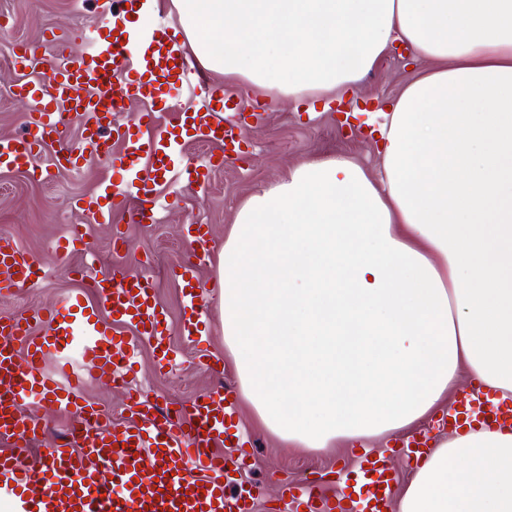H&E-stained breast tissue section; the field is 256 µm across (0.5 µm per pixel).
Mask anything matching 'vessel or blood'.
<instances>
[{
	"label": "vessel or blood",
	"instance_id": "1",
	"mask_svg": "<svg viewBox=\"0 0 512 512\" xmlns=\"http://www.w3.org/2000/svg\"><path fill=\"white\" fill-rule=\"evenodd\" d=\"M113 4L91 48L73 50L54 33L52 63L36 48L16 49L13 66L23 78L12 95L30 113L22 133L0 138V168L45 178L51 170L77 172L88 158H102L119 172V180L103 181L96 192L76 200V209L92 224H111L116 209L126 212L129 223L151 224L157 192L174 174L203 192L219 164L212 156L179 158L186 141L221 144L228 157L238 152L237 126L224 117L235 99L217 87L208 92L205 108H175L158 120L155 104L188 88L185 36L169 26L142 30L144 0ZM43 64L50 67L48 80L26 79V72ZM125 111L130 119L117 121V113ZM73 124L80 129L79 142L59 146L61 132ZM186 242L193 255L173 276L186 310L179 332L195 343L209 321L205 296L211 287L200 280L214 249L209 225L190 224ZM89 250L77 224L66 226L55 243L61 260ZM75 273L84 286L60 303L0 319V499L8 500L11 512H254L262 489L238 478L247 449L231 457L222 451L237 439L231 387L208 389L178 408L131 389L126 422L114 421L105 407L83 398L90 375L128 385L137 373L141 342L151 345L164 366L173 348L167 313L149 276L125 267L91 276L79 267ZM43 276L14 240L0 238V294L12 296ZM51 356L57 361L52 375L44 368ZM493 398L489 391L463 396L447 415L456 426L476 421L489 429L512 427V406L494 404ZM32 400L74 419L67 437L43 458L32 446L45 427L21 413ZM360 468L372 479L364 512H392L398 472L391 454L363 452ZM331 480L347 485L339 500L323 493L326 480L320 477L286 487L278 512H354L350 489L356 478L337 471Z\"/></svg>",
	"mask_w": 512,
	"mask_h": 512
}]
</instances>
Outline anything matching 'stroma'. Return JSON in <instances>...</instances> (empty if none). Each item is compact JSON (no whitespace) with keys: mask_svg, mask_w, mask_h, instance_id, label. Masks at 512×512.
Listing matches in <instances>:
<instances>
[{"mask_svg":"<svg viewBox=\"0 0 512 512\" xmlns=\"http://www.w3.org/2000/svg\"><path fill=\"white\" fill-rule=\"evenodd\" d=\"M7 26L0 27V136L20 134L28 112L17 103L11 88L17 78L8 62L11 45L26 41L41 46L44 58H51L54 48L45 44V31L56 30L68 35L72 49L83 48L89 33L106 20L100 0H0V16ZM414 51L406 46L394 47L387 58L364 79L360 90L344 94L340 101H328L317 115L256 88L239 87L244 109L261 105L257 124L241 129V150L212 174L207 194L198 195L184 183L163 186L153 224H126L122 212H115L112 224L125 225L128 251L116 253L112 245V224H88L86 237L95 255L98 273L116 267H144L156 284L157 298L169 317L170 329H178L184 317L181 290L172 277V269L189 254L184 226L196 221L209 225L216 248H223L228 230L242 202L259 188L279 179L294 164L309 158L341 150L364 168L374 171L380 165L377 146L362 129L341 125L337 104L369 103L385 108L413 76L417 66ZM111 172L104 160L92 158L84 170L74 174L53 171L48 179L21 172H0V236L13 239L31 258L45 262L47 274L34 288L0 299V317L18 316L25 310L58 303L81 285L72 273L82 257L73 254L66 267L54 264L53 248L65 225L76 218L74 201L94 192ZM211 324L207 336L197 347H183L180 337L172 342L178 355L169 370L160 371L150 345L140 353V372L136 379L151 398L166 404L183 402L215 385L239 378L225 359L224 311L218 300H211ZM218 358L217 366L202 367L200 357ZM235 425L240 434L252 440L246 481L260 484L265 496L255 512H272L285 485L303 481L314 474L340 469L358 470L360 449L323 452L298 448L281 441L261 428L251 410L239 407Z\"/></svg>","mask_w":512,"mask_h":512,"instance_id":"35a3bbf8","label":"stroma"}]
</instances>
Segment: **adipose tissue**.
Returning <instances> with one entry per match:
<instances>
[{
	"label": "adipose tissue",
	"mask_w": 512,
	"mask_h": 512,
	"mask_svg": "<svg viewBox=\"0 0 512 512\" xmlns=\"http://www.w3.org/2000/svg\"><path fill=\"white\" fill-rule=\"evenodd\" d=\"M172 4L205 68L297 103L357 91L398 41L428 63L381 114L378 175L336 152L237 212L224 347L261 425L350 449L413 428L465 377L511 401L512 0ZM398 512H512V431L436 441Z\"/></svg>",
	"instance_id": "obj_1"
}]
</instances>
